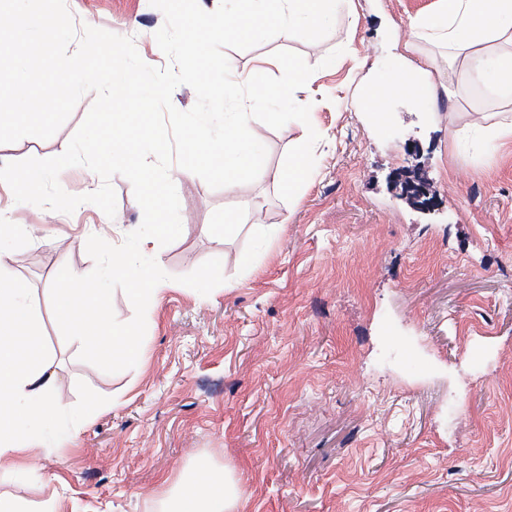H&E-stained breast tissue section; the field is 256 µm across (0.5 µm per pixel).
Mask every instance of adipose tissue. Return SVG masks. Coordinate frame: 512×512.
<instances>
[{
    "instance_id": "adipose-tissue-1",
    "label": "adipose tissue",
    "mask_w": 512,
    "mask_h": 512,
    "mask_svg": "<svg viewBox=\"0 0 512 512\" xmlns=\"http://www.w3.org/2000/svg\"><path fill=\"white\" fill-rule=\"evenodd\" d=\"M446 50L449 63L459 64L469 84L493 78L494 93L512 102V0H442L436 19H415L404 42L406 53L417 65L402 70L392 80L374 84L364 101L371 112L382 111L385 99L397 94L419 98L428 89L433 58L424 55L422 43ZM148 240H141L139 253L113 246L109 267L125 278L131 302L162 291L159 279H145L137 254H151ZM15 258L0 250V469H22L32 440L18 425L19 418L46 422L61 409L54 389L60 378L56 356L43 350L38 311L29 288L12 276ZM52 312L70 330L79 345L91 351L101 364L116 360L135 362L142 345L132 327L111 323L102 288L59 269L51 288ZM163 512H236L239 490L231 475L211 468L190 477L177 478L161 497Z\"/></svg>"
}]
</instances>
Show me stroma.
Returning a JSON list of instances; mask_svg holds the SVG:
<instances>
[{
  "label": "stroma",
  "instance_id": "1",
  "mask_svg": "<svg viewBox=\"0 0 512 512\" xmlns=\"http://www.w3.org/2000/svg\"><path fill=\"white\" fill-rule=\"evenodd\" d=\"M66 5L76 32L133 38L145 63L168 65L149 0ZM353 6L320 41L228 50L253 74L281 75L278 50L319 64L294 99L310 103L321 136L297 143L261 123L267 157L246 189L180 179L181 235L161 247V268L144 266L162 274L163 294L136 306L126 281L108 283L111 319L140 336L139 368L102 366L51 312L59 267L92 279L105 266L112 243L90 230L102 211L86 203L53 219L0 182V214L35 231L5 246L21 257L14 273L33 290L67 403L37 428L31 477L0 472V494L54 495L61 512H154L206 461L235 477L238 512H512V138L480 130L504 106L439 52L427 99L391 98L379 130L364 88L402 69L413 20L440 0ZM449 83L464 88L463 111H449ZM94 100L84 94L50 139L0 146V165L62 154ZM296 154L311 172L291 194L279 175ZM407 173L427 183L429 210L407 200ZM255 209L259 224L282 225L277 239L251 223L225 235ZM219 251L223 273L203 279ZM243 251L255 268L237 265Z\"/></svg>",
  "mask_w": 512,
  "mask_h": 512
}]
</instances>
